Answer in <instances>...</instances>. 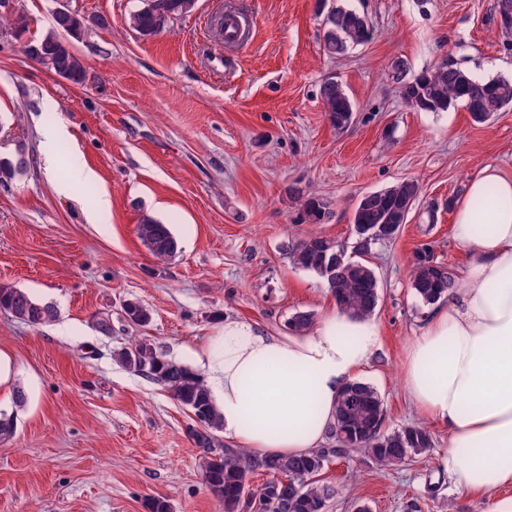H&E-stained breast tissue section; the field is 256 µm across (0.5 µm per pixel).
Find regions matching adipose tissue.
<instances>
[{
    "instance_id": "ef3b65f1",
    "label": "adipose tissue",
    "mask_w": 512,
    "mask_h": 512,
    "mask_svg": "<svg viewBox=\"0 0 512 512\" xmlns=\"http://www.w3.org/2000/svg\"><path fill=\"white\" fill-rule=\"evenodd\" d=\"M493 193L482 210L476 199ZM454 237L472 261L461 287L429 309L402 367L421 415L448 428L440 467L476 498L512 486V177L485 167L455 207ZM381 347L370 319L330 306L285 333L228 319L203 338L193 367L223 417L222 435L254 456L323 445L343 387Z\"/></svg>"
}]
</instances>
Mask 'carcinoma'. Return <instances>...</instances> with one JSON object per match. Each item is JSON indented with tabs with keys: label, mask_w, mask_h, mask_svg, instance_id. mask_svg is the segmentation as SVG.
Here are the masks:
<instances>
[{
	"label": "carcinoma",
	"mask_w": 512,
	"mask_h": 512,
	"mask_svg": "<svg viewBox=\"0 0 512 512\" xmlns=\"http://www.w3.org/2000/svg\"><path fill=\"white\" fill-rule=\"evenodd\" d=\"M195 0H141V6L129 15L131 28L143 37L163 32L173 16L190 12ZM90 21L70 12L41 38L29 41L53 59L55 75L80 84L85 78L82 60L73 52L71 40L84 35ZM325 48L340 54L350 45H362L370 39L367 17L341 6L326 17ZM325 111L341 124L353 104L342 84L328 81L321 92ZM405 104L424 112L447 110L462 104L474 122L485 123L499 112L512 108V80L492 78L477 80L465 70L439 65L405 83L401 88ZM30 165L26 146L18 145L12 159L0 160V187L7 189L16 176ZM418 185L403 181L364 195L355 209L354 223L377 224L386 213L405 205ZM300 203V220L323 224L330 218L327 205L316 197L295 191ZM137 235L158 261L171 259L178 243L170 228L144 215L137 225ZM344 246L320 235H311L292 245L289 259L293 265L315 273L334 294L336 304L346 314L367 319L379 305V285L367 260L346 259L336 267V253ZM412 286L425 305L440 300L455 286V276L448 267L437 266L427 254L418 257ZM0 311L31 327L53 322L55 309L34 298L28 291L0 285ZM127 323L139 328L151 321L149 310L139 303L125 309ZM118 360L127 370L145 375L160 384L169 396L193 415L194 425L188 435L201 449L199 465L208 489L221 499L224 512H326L333 498V488L319 479L328 457L362 454L380 468L398 466L433 447L431 433L422 425H412L388 432L384 428L385 411L377 390L366 382H352L341 392L336 405V419L329 432L328 448H317L293 457H256L243 448H232L221 439V417L214 407L200 374L190 366L169 359L158 351L148 336H133L118 351ZM263 473L267 480L252 488L249 477Z\"/></svg>",
	"instance_id": "1"
}]
</instances>
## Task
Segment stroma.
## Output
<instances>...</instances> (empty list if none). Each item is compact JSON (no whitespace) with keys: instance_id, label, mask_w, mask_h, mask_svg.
<instances>
[{"instance_id":"stroma-1","label":"stroma","mask_w":512,"mask_h":512,"mask_svg":"<svg viewBox=\"0 0 512 512\" xmlns=\"http://www.w3.org/2000/svg\"><path fill=\"white\" fill-rule=\"evenodd\" d=\"M338 2L364 13L372 36L331 55L320 0H197L153 37L126 24L139 0H13L0 28V159L23 144L31 164L0 188V283L53 305L57 319L33 328L0 312V352L12 360L0 410L14 416L0 440V512H150L157 498L169 512H224L188 436L190 413L116 359L135 333L123 303L146 306L145 335L188 365L224 319L284 331L295 314L320 317L334 296L290 262L289 247L315 233L354 248L361 196L407 179L420 188L415 208L367 256L382 346L363 379L382 397L386 430L425 424L433 446L387 469L330 458L327 512L357 501L371 512H512V487L477 499L444 478L448 431L423 420L401 380L427 310L411 286L416 256L425 248L456 272L468 267L454 206L484 167L512 175V108L483 124L460 105L423 112L392 78L397 65L410 80L448 62L512 80V36L497 26L495 0ZM61 6L92 22L73 43L80 84L23 52ZM228 10L251 20L230 54L214 35ZM330 79L356 105L340 129L322 102ZM82 170L94 179H77ZM301 194L323 200L330 219L297 223ZM145 215L177 238L170 261L139 240ZM107 314L103 336L94 322Z\"/></svg>"}]
</instances>
